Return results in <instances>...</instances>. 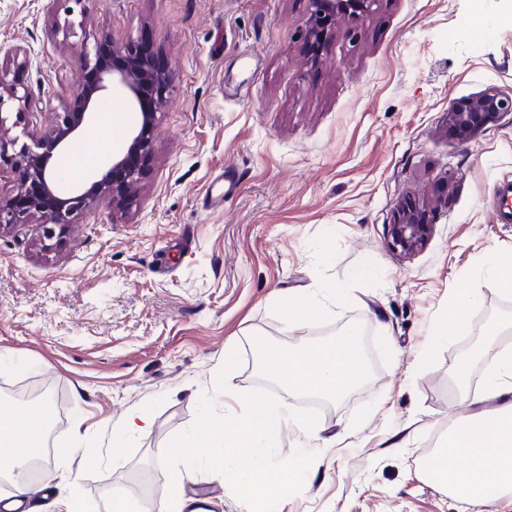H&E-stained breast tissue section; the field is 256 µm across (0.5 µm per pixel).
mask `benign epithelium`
<instances>
[{"mask_svg":"<svg viewBox=\"0 0 512 512\" xmlns=\"http://www.w3.org/2000/svg\"><path fill=\"white\" fill-rule=\"evenodd\" d=\"M374 2L376 0H310L311 11L306 21L308 37L318 39L329 26L338 28L346 21L366 16ZM80 45L84 67L95 72L96 78L81 87L74 102L59 115L58 122L32 145L18 144V138L10 137V132L11 127L22 123L33 109V99L26 87L10 83L0 75V163L10 162L17 172L15 196L0 200V232L36 222L42 241L60 240L70 224L90 210L93 203L105 202L115 215L124 212L137 194L144 162L151 156L157 112L168 79L131 47L127 48L125 64L111 69L97 62L101 42H95L90 48L88 40L83 39ZM110 86L130 94L134 103L141 102L145 93L152 92L158 104L140 113L139 122L131 129L126 153L113 161L100 179L84 191L76 185L68 187L53 159L70 147L84 124L105 111L107 100L102 92ZM506 112H512V93L490 89L455 103L448 111V126L458 138L466 140ZM11 114L15 115V120L9 127ZM16 145L19 149L8 154V147ZM432 213L427 204L399 202L397 218L389 225L391 248L406 255L422 250L433 233Z\"/></svg>","mask_w":512,"mask_h":512,"instance_id":"obj_1","label":"benign epithelium"}]
</instances>
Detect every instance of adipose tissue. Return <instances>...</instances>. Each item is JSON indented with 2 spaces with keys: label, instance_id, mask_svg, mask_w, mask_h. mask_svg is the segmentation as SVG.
Returning <instances> with one entry per match:
<instances>
[{
  "label": "adipose tissue",
  "instance_id": "obj_1",
  "mask_svg": "<svg viewBox=\"0 0 512 512\" xmlns=\"http://www.w3.org/2000/svg\"><path fill=\"white\" fill-rule=\"evenodd\" d=\"M355 328H347L331 342L300 351L279 348L267 342L256 345L255 355L263 369L284 385L328 396L357 387L363 376L354 353ZM493 354L482 394L472 396L479 410L466 424L451 429L442 448L426 456L422 471L458 500L496 505L512 495V349L500 345L497 332H490L477 356ZM495 402L484 411L486 402ZM45 405L24 414V428H13L9 414L0 415L1 455L9 464L29 457L45 443L48 424Z\"/></svg>",
  "mask_w": 512,
  "mask_h": 512
}]
</instances>
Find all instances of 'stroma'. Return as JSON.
I'll return each instance as SVG.
<instances>
[{"instance_id":"35a3bbf8","label":"stroma","mask_w":512,"mask_h":512,"mask_svg":"<svg viewBox=\"0 0 512 512\" xmlns=\"http://www.w3.org/2000/svg\"><path fill=\"white\" fill-rule=\"evenodd\" d=\"M309 12V0H0V71L37 103L15 136L54 125L82 86L66 22L121 48L149 42L168 72L152 158L122 216L93 206L48 250L38 225L0 232V409L27 411L11 395L23 383L47 386L56 409L57 480L49 496L29 483L35 512L69 494L104 512L113 488L159 512L160 448L202 397L235 417L227 392L260 386L318 410L317 457L282 512H485L420 464L474 411L455 382L462 336L429 343L457 289L480 290L471 337L491 318L512 323V295L479 268L490 256L512 264V223L495 221L512 192V113L465 141L447 121L459 100L512 90V0H377L314 47ZM137 119L114 94L80 134L73 181L123 154ZM408 198L434 209L430 240L410 256L388 244ZM287 294L330 306L292 322ZM350 326L371 376L327 404L268 377L253 354L259 338L296 350ZM228 350L238 363L221 392ZM134 412L149 429L112 451L113 427ZM64 448L96 466L70 470ZM179 469L183 512L197 497L207 512H249L224 476Z\"/></svg>"}]
</instances>
